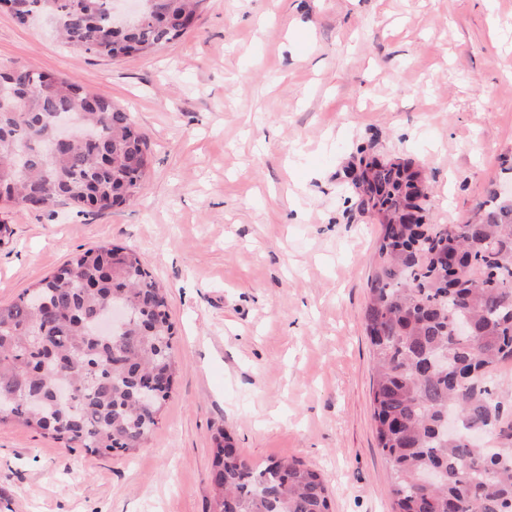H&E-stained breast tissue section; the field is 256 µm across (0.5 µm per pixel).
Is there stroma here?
Segmentation results:
<instances>
[{
  "label": "stroma",
  "mask_w": 512,
  "mask_h": 512,
  "mask_svg": "<svg viewBox=\"0 0 512 512\" xmlns=\"http://www.w3.org/2000/svg\"><path fill=\"white\" fill-rule=\"evenodd\" d=\"M74 76L132 112L152 164L137 201L0 209V303L75 252L137 250L165 288L179 375L133 455L0 424V512H210L213 438L253 464L320 468L332 512H393L363 314L380 227L346 171L414 159L430 221L512 182V0H203L145 56L75 53L0 10V66Z\"/></svg>",
  "instance_id": "obj_1"
}]
</instances>
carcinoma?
I'll use <instances>...</instances> for the list:
<instances>
[{"label":"carcinoma","instance_id":"carcinoma-1","mask_svg":"<svg viewBox=\"0 0 512 512\" xmlns=\"http://www.w3.org/2000/svg\"><path fill=\"white\" fill-rule=\"evenodd\" d=\"M202 0H144L143 17L113 28L112 0H0L18 19L58 23L81 54L117 59L174 42ZM74 121L56 143L57 118ZM352 186L378 213L380 236L364 310L374 376L378 447L392 480L394 512H512V418L493 400V372L512 362V196L490 191L478 217L432 224L422 166L359 150ZM150 166L131 113L74 77L23 64L0 72V204L57 202L105 213L141 193ZM132 312L112 336L99 312ZM168 301L133 249L102 244L76 253L17 300L0 304V423L15 422L91 453L134 452L158 426L179 367ZM72 395H57L58 377ZM168 382L142 400L152 379ZM455 412L463 433L446 436ZM481 428L489 440H468ZM433 468L440 484L421 482ZM213 512H332L321 471L297 461L260 468L219 434L213 448Z\"/></svg>","mask_w":512,"mask_h":512}]
</instances>
